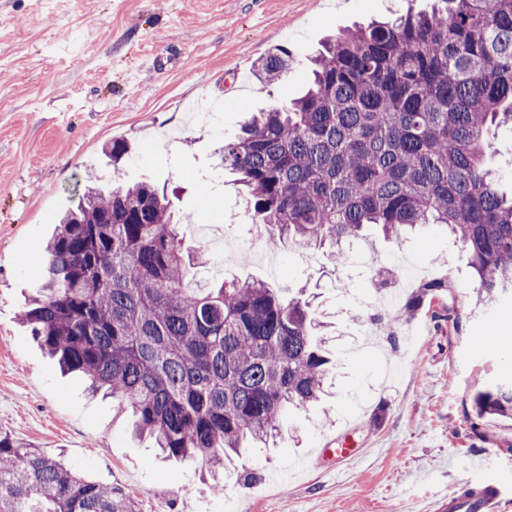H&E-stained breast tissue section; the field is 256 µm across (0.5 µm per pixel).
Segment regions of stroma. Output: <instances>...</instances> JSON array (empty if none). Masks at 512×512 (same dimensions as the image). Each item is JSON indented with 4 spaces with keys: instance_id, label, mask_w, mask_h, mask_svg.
Returning <instances> with one entry per match:
<instances>
[{
    "instance_id": "obj_1",
    "label": "stroma",
    "mask_w": 512,
    "mask_h": 512,
    "mask_svg": "<svg viewBox=\"0 0 512 512\" xmlns=\"http://www.w3.org/2000/svg\"><path fill=\"white\" fill-rule=\"evenodd\" d=\"M429 0H6L0 10V432L122 487L141 512H424L469 481L501 487L512 512V424L478 418L475 393L512 377V298L478 299L467 258L443 226L364 244L396 278L377 287L367 264L333 267L321 250L269 248L216 151L246 109L298 97L323 39ZM291 51L268 84L255 65ZM123 138L126 181L170 189L195 250L198 227L239 245L235 258L194 268L199 284L258 277L286 297L314 294L332 358L323 399L285 414L276 447L248 449L213 492L201 461L161 460L112 403L62 374L20 321L43 251L88 173L107 178L104 154ZM444 276L448 295L406 312L402 301ZM457 313L451 321L449 313ZM397 317L381 355L374 316ZM494 344H487V337ZM351 431L363 453L342 463L330 442ZM257 472L245 487L240 469Z\"/></svg>"
}]
</instances>
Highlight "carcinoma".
<instances>
[{"label":"carcinoma","instance_id":"carcinoma-1","mask_svg":"<svg viewBox=\"0 0 512 512\" xmlns=\"http://www.w3.org/2000/svg\"><path fill=\"white\" fill-rule=\"evenodd\" d=\"M292 64L276 48L257 64L273 82ZM512 124V0H437L328 40L308 90L254 112L224 142V168L247 188L268 241L347 247L441 224L467 253L479 296L512 288V195L486 165V131ZM125 140L106 149L112 178L88 187L45 249L22 322L60 368L137 417L164 457L200 459L220 489L225 460L265 447L285 412L325 395L328 350L310 302L259 280L185 287L199 255L183 249L165 195L126 183ZM422 283L405 305L448 294ZM476 414L512 421V384L479 392ZM0 512H138L121 488L0 433Z\"/></svg>","mask_w":512,"mask_h":512}]
</instances>
